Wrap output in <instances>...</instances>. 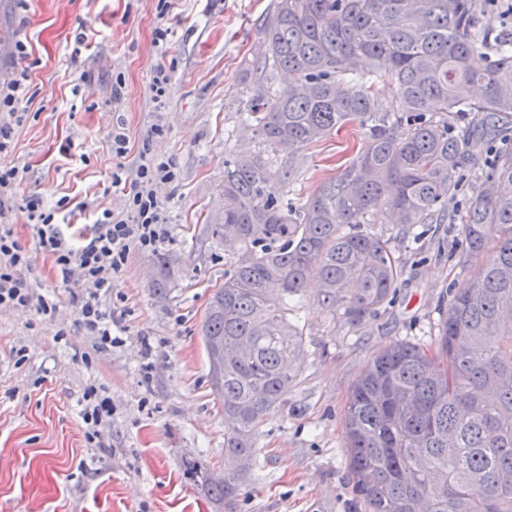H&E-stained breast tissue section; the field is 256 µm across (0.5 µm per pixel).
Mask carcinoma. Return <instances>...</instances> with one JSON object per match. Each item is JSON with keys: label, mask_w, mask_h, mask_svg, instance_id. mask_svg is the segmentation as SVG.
Instances as JSON below:
<instances>
[{"label": "carcinoma", "mask_w": 512, "mask_h": 512, "mask_svg": "<svg viewBox=\"0 0 512 512\" xmlns=\"http://www.w3.org/2000/svg\"><path fill=\"white\" fill-rule=\"evenodd\" d=\"M481 0H275L260 24L258 93L243 127L263 149L224 158V223L212 235L241 249L208 301L203 346L224 408V454L243 460L222 481L187 469L203 494L235 512L258 448L255 435L295 385L304 332L288 298L310 277L323 305L360 323L402 275L389 241L363 229L381 212L394 224L461 225L479 263L452 295L434 346L397 342L374 356L346 403V448L366 512H512V137L471 175L472 202L448 210L469 141L512 114V45L488 66L471 59L488 33ZM367 58V72L359 63ZM300 82L276 89V71ZM390 76L384 108L375 79ZM363 146L342 173L295 207L270 153L288 148V173L309 146L344 127ZM166 293L173 263L157 258ZM224 342V369L210 344Z\"/></svg>", "instance_id": "1"}]
</instances>
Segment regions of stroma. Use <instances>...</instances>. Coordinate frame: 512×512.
Wrapping results in <instances>:
<instances>
[{
  "label": "stroma",
  "instance_id": "1",
  "mask_svg": "<svg viewBox=\"0 0 512 512\" xmlns=\"http://www.w3.org/2000/svg\"><path fill=\"white\" fill-rule=\"evenodd\" d=\"M0 0V83L17 67L14 45L28 46L33 97L7 163L24 178L5 201L0 222L26 247L41 294L58 303L53 320L33 307L0 309V512H219L184 472L183 458L224 468V409L213 394L202 342L207 302L224 282L235 245L212 236L224 213V158L258 151L242 130L256 88L259 23L272 0ZM86 25L89 46L70 65L74 35ZM170 27L166 48L157 26ZM172 67L164 109L151 81ZM126 82L120 101L112 80ZM172 158L177 181L156 187L169 237L133 252L107 308L123 326L122 344L101 349L76 324L77 311L51 259L32 236L23 199L60 206L63 224H90L97 211H120L118 167L132 168L144 138ZM123 128L130 151L109 141ZM149 138V137H148ZM71 143L64 154L62 143ZM345 128L307 150L287 188L305 200L357 152ZM369 232L388 239L403 273L393 299L358 325L321 304L317 281L290 297L304 328L305 359L295 386L257 435L256 465L238 512H364L354 491L345 442L349 392L376 352L396 341L429 345L452 293L475 266L465 258L459 225H398L373 214ZM176 259L166 298L152 288L153 262ZM108 396L110 422L88 441L82 419L88 389Z\"/></svg>",
  "mask_w": 512,
  "mask_h": 512
}]
</instances>
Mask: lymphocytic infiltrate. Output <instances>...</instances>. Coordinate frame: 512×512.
Returning <instances> with one entry per match:
<instances>
[{
	"label": "lymphocytic infiltrate",
	"instance_id": "1",
	"mask_svg": "<svg viewBox=\"0 0 512 512\" xmlns=\"http://www.w3.org/2000/svg\"><path fill=\"white\" fill-rule=\"evenodd\" d=\"M29 68L18 70L6 91H0V155L9 153L16 128L23 121L22 103L27 96ZM175 165L143 149L133 170L114 174V184L127 187L126 208L120 212L102 211L91 228L68 237L55 213L42 200L28 196L24 208L33 222L32 231L41 250L51 257L63 285L78 281L73 299L78 322L88 335L104 346L119 344L112 333V314L106 300L112 295L117 275L125 267L132 251H152L169 234L163 218V203L154 187L173 182ZM28 252L8 225H0V308L36 307L49 316L53 303L37 291V280L26 278Z\"/></svg>",
	"mask_w": 512,
	"mask_h": 512
}]
</instances>
